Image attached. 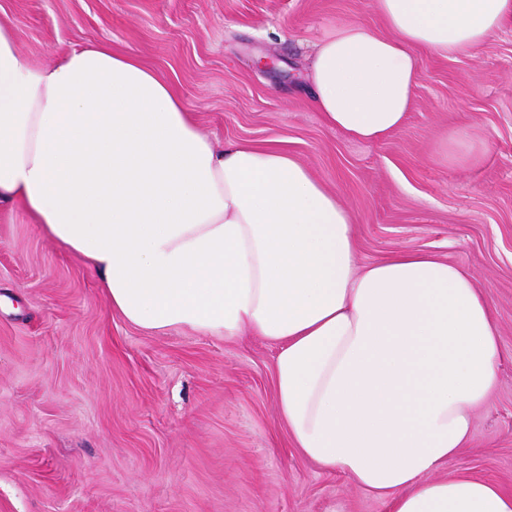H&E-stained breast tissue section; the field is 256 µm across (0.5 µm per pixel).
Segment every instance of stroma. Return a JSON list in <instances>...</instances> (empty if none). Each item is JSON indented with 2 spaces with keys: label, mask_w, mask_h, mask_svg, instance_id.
Listing matches in <instances>:
<instances>
[{
  "label": "stroma",
  "mask_w": 512,
  "mask_h": 512,
  "mask_svg": "<svg viewBox=\"0 0 512 512\" xmlns=\"http://www.w3.org/2000/svg\"><path fill=\"white\" fill-rule=\"evenodd\" d=\"M20 49L107 43L169 81L222 143L288 148L352 215L359 264L416 250L493 302L499 385L442 476L512 489V19L477 50L421 52L405 126L376 143L327 126L304 78L342 26L386 28L374 0H0ZM260 56L275 67H257ZM470 134L475 157L448 156ZM276 347L146 332L18 207L0 206V512H388L292 447Z\"/></svg>",
  "instance_id": "1"
}]
</instances>
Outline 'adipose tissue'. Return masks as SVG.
I'll list each match as a JSON object with an SVG mask.
<instances>
[{
  "mask_svg": "<svg viewBox=\"0 0 512 512\" xmlns=\"http://www.w3.org/2000/svg\"><path fill=\"white\" fill-rule=\"evenodd\" d=\"M389 30L338 29L313 106L377 141L411 108L422 50H475L512 0H374ZM82 257L113 312L157 333L275 343L294 448L391 512H512V491L440 477L498 386L499 331L469 273L420 251L357 263L352 219L287 148L216 144L134 53L97 43L32 63L0 15V202Z\"/></svg>",
  "mask_w": 512,
  "mask_h": 512,
  "instance_id": "1",
  "label": "adipose tissue"
}]
</instances>
